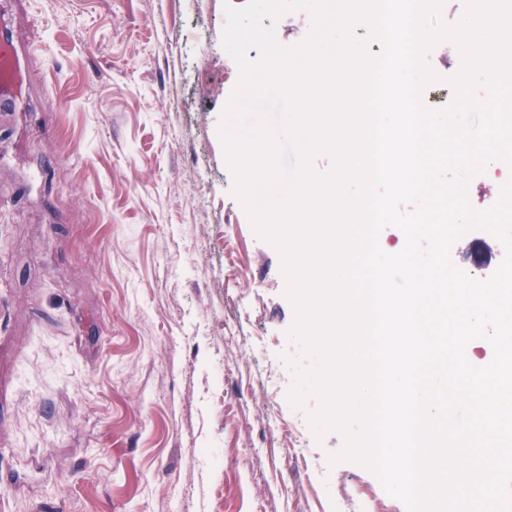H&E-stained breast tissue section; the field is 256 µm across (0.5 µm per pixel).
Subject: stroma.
Listing matches in <instances>:
<instances>
[{
  "label": "stroma",
  "mask_w": 512,
  "mask_h": 512,
  "mask_svg": "<svg viewBox=\"0 0 512 512\" xmlns=\"http://www.w3.org/2000/svg\"><path fill=\"white\" fill-rule=\"evenodd\" d=\"M246 0H14L25 53L0 112V512H406L331 463L293 406L300 343L279 251L218 137ZM426 107L453 99V42ZM479 231L451 248L494 273ZM277 412L282 432L264 429ZM362 498V499H363Z\"/></svg>",
  "instance_id": "obj_1"
}]
</instances>
